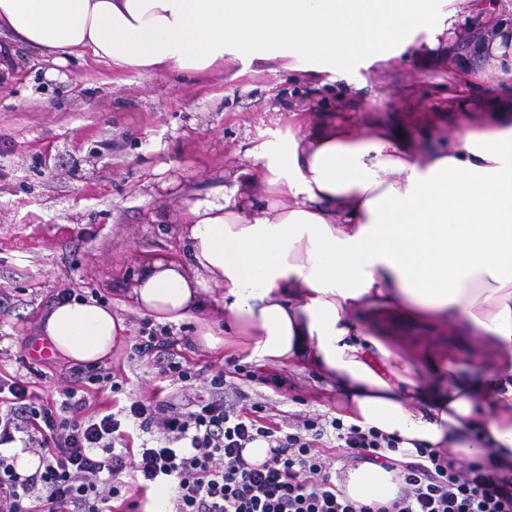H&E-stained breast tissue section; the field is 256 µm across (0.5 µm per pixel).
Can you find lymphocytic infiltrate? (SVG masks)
I'll use <instances>...</instances> for the list:
<instances>
[{
    "label": "lymphocytic infiltrate",
    "mask_w": 512,
    "mask_h": 512,
    "mask_svg": "<svg viewBox=\"0 0 512 512\" xmlns=\"http://www.w3.org/2000/svg\"><path fill=\"white\" fill-rule=\"evenodd\" d=\"M171 328L141 326L132 351L161 377L181 383L184 404L140 396L95 411L92 393L121 383L109 368H71L57 396L33 389L26 376L0 374V445L21 442L39 459L19 474L0 454V512H146L148 494L175 492L171 512H512V473L457 465L436 448H401L398 437L345 426L325 414L273 420L245 404L223 372L200 379L178 352ZM155 433L134 443V431ZM268 447L261 464L242 451ZM393 473L399 496L387 504L359 502L336 485L330 451Z\"/></svg>",
    "instance_id": "lymphocytic-infiltrate-1"
}]
</instances>
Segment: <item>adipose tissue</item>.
<instances>
[{
  "mask_svg": "<svg viewBox=\"0 0 512 512\" xmlns=\"http://www.w3.org/2000/svg\"><path fill=\"white\" fill-rule=\"evenodd\" d=\"M473 0H0V28L21 46L115 70L205 72L225 57L322 75L408 47L415 16L443 35ZM474 46L512 79V24ZM263 201L250 211L240 197ZM184 256H144L130 309L161 324L197 322L199 342L246 360L313 370L335 385L337 418L512 469V102L483 124L461 114L443 148L368 120L289 136L258 151L220 201H186ZM442 324L488 353L478 377L448 353L417 356L393 332ZM127 326L94 298H66L41 321L65 359L95 365ZM428 369L435 383L418 376ZM356 501L395 499L379 467L350 471Z\"/></svg>",
  "mask_w": 512,
  "mask_h": 512,
  "instance_id": "1",
  "label": "adipose tissue"
}]
</instances>
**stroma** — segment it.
Listing matches in <instances>:
<instances>
[{"label":"stroma","instance_id":"1","mask_svg":"<svg viewBox=\"0 0 512 512\" xmlns=\"http://www.w3.org/2000/svg\"><path fill=\"white\" fill-rule=\"evenodd\" d=\"M425 39L416 33L391 60L362 59L317 78L240 59L201 74L119 72L89 56L57 63L1 33L10 65L0 70V373L40 370L49 394L63 383L70 361L56 353L37 361L29 351L44 341L42 318L68 292L108 304L128 327L107 361L123 391L96 394V405L158 386L164 398L180 397L179 385L132 354L142 317L121 298L141 258L182 253L184 201L221 198L252 166L257 147L371 118L407 128L429 150L455 129L450 98L461 97L477 121L489 102L512 100V81L492 71L457 87L448 56L468 54V41L448 38L431 50ZM195 330L175 326L180 353L204 373L223 370L248 403L279 418L335 411V390L313 373L262 367L221 346L203 350L192 341ZM405 339L453 344L456 369H481L472 338L417 328Z\"/></svg>","mask_w":512,"mask_h":512}]
</instances>
